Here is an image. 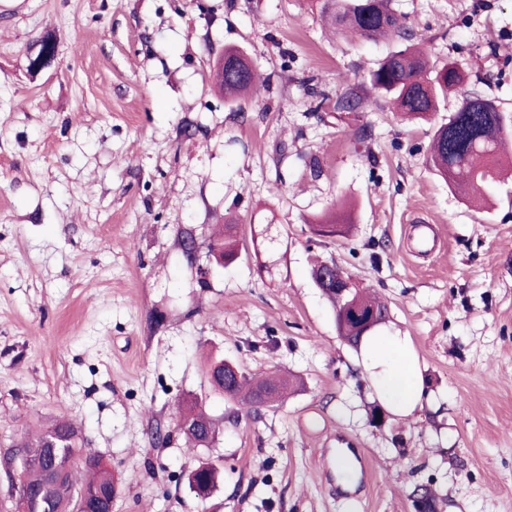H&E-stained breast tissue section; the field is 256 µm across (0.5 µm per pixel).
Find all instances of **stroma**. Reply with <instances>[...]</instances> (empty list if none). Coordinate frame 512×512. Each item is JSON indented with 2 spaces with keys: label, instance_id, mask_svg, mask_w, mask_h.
Here are the masks:
<instances>
[{
  "label": "stroma",
  "instance_id": "obj_1",
  "mask_svg": "<svg viewBox=\"0 0 512 512\" xmlns=\"http://www.w3.org/2000/svg\"><path fill=\"white\" fill-rule=\"evenodd\" d=\"M391 6L465 76L431 120L337 110L404 43L331 33L320 0H0V512L5 455L60 417L115 474L112 512H412L419 485L440 512H512V172L476 207L428 161L466 97L512 117V0ZM44 40L55 56L31 69ZM227 46L267 79L260 97L214 87ZM345 203L352 235L318 241L312 221ZM229 215L240 256L200 285L181 240L208 256ZM317 260L408 337L429 397L412 416L372 420ZM212 357L299 385L256 419L212 389ZM194 397L213 447L155 444ZM341 435L363 463L339 496ZM203 462L219 480L202 502L188 475Z\"/></svg>",
  "mask_w": 512,
  "mask_h": 512
}]
</instances>
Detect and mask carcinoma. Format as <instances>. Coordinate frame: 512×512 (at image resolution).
Returning a JSON list of instances; mask_svg holds the SVG:
<instances>
[{
  "instance_id": "1",
  "label": "carcinoma",
  "mask_w": 512,
  "mask_h": 512,
  "mask_svg": "<svg viewBox=\"0 0 512 512\" xmlns=\"http://www.w3.org/2000/svg\"><path fill=\"white\" fill-rule=\"evenodd\" d=\"M322 13L341 32L352 31L372 40L413 37L401 17L389 8V0H322ZM224 55L244 66L239 77L217 74L224 97L234 101L246 95L259 96L265 86L259 83L252 62L234 47L225 48ZM370 83L395 111L426 120L439 111L448 91L463 83V75L457 67L438 66L425 51L409 46L381 60L370 74ZM504 132L505 124L493 103L480 97L468 100L436 129L429 163L450 186L480 206L486 183L503 167ZM350 228L349 214L330 212L316 219L312 232L332 240L347 235ZM210 253L224 267L238 258L234 219L225 221L224 233L213 240ZM324 295L334 306L339 335L354 347L360 346L365 331L385 321L387 305L339 268L336 284ZM208 376L211 387L226 401L247 407L248 414L256 418L288 393V377L276 371L249 375L240 366L220 360L210 366ZM176 430L188 444L200 448L209 447L217 435L213 420L198 400L177 405ZM51 438L63 448L55 461L45 455ZM12 457L20 460L17 512L35 508L41 512H105L117 496L112 468L100 456L83 452L79 430L68 421L22 440ZM216 480V469L209 464L200 465L188 478L190 488L202 500L213 492Z\"/></svg>"
}]
</instances>
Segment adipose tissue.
Here are the masks:
<instances>
[{"instance_id":"obj_1","label":"adipose tissue","mask_w":512,"mask_h":512,"mask_svg":"<svg viewBox=\"0 0 512 512\" xmlns=\"http://www.w3.org/2000/svg\"><path fill=\"white\" fill-rule=\"evenodd\" d=\"M362 351L379 399L405 417L422 408L425 389L407 337L382 333L364 338Z\"/></svg>"}]
</instances>
